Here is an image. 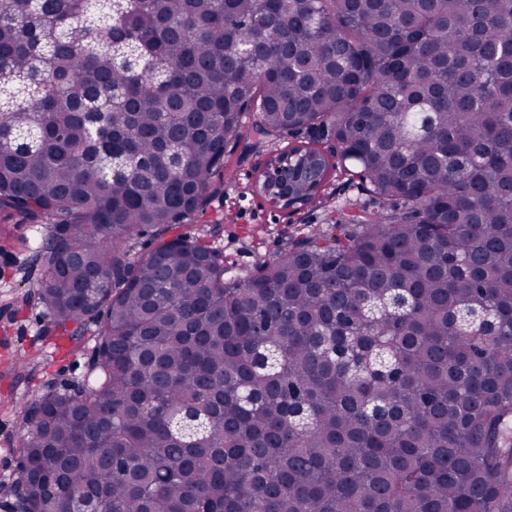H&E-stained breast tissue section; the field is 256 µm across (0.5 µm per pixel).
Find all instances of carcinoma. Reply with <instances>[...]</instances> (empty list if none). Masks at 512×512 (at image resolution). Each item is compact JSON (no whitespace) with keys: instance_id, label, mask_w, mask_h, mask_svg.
<instances>
[{"instance_id":"obj_1","label":"carcinoma","mask_w":512,"mask_h":512,"mask_svg":"<svg viewBox=\"0 0 512 512\" xmlns=\"http://www.w3.org/2000/svg\"><path fill=\"white\" fill-rule=\"evenodd\" d=\"M300 132L380 211L166 238ZM2 212L93 380L17 411L23 512H512V0H0Z\"/></svg>"}]
</instances>
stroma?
Instances as JSON below:
<instances>
[{"mask_svg": "<svg viewBox=\"0 0 512 512\" xmlns=\"http://www.w3.org/2000/svg\"><path fill=\"white\" fill-rule=\"evenodd\" d=\"M278 152V146L253 138L228 146L223 193L191 221L176 226V233L201 238L223 252L229 269L247 272L277 257L292 235L327 230L338 211H377L373 196L340 174L298 210L271 203L258 192L256 181ZM51 233V225L0 215V481H11L15 473L17 404L46 383L63 389L87 376L85 355L74 351L67 337L46 333L43 310L32 299L40 278L32 257Z\"/></svg>", "mask_w": 512, "mask_h": 512, "instance_id": "stroma-1", "label": "stroma"}]
</instances>
